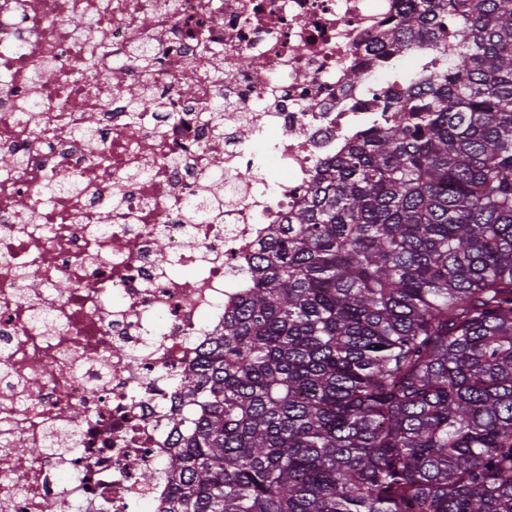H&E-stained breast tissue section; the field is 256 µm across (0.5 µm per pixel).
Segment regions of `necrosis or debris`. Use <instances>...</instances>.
I'll return each instance as SVG.
<instances>
[{"label":"necrosis or debris","mask_w":512,"mask_h":512,"mask_svg":"<svg viewBox=\"0 0 512 512\" xmlns=\"http://www.w3.org/2000/svg\"><path fill=\"white\" fill-rule=\"evenodd\" d=\"M408 6L0 0V512H161L180 378L223 333L254 252L350 134L432 68L383 57ZM81 13L103 36L105 96L81 73L87 40L67 29ZM47 65L74 76L69 97L39 81ZM148 90L166 116L130 121L122 102ZM19 440L41 456L16 454Z\"/></svg>","instance_id":"4bbe7bcc"}]
</instances>
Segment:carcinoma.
I'll return each instance as SVG.
<instances>
[{
    "mask_svg": "<svg viewBox=\"0 0 512 512\" xmlns=\"http://www.w3.org/2000/svg\"><path fill=\"white\" fill-rule=\"evenodd\" d=\"M386 47L435 67L255 252L164 512H512V0H413Z\"/></svg>",
    "mask_w": 512,
    "mask_h": 512,
    "instance_id": "obj_1",
    "label": "carcinoma"
}]
</instances>
